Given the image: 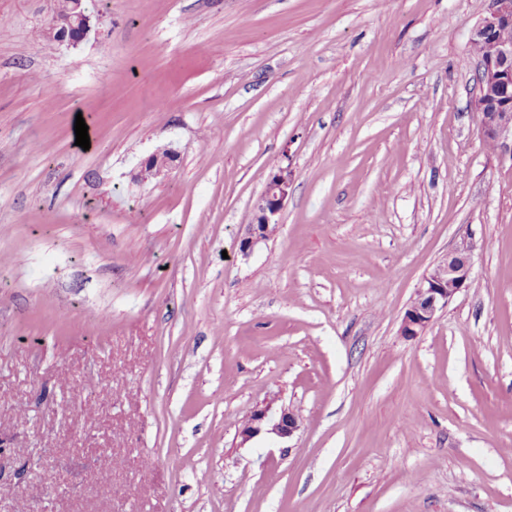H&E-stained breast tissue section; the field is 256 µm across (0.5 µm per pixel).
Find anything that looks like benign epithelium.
<instances>
[{
  "label": "benign epithelium",
  "instance_id": "7a95c632",
  "mask_svg": "<svg viewBox=\"0 0 512 512\" xmlns=\"http://www.w3.org/2000/svg\"><path fill=\"white\" fill-rule=\"evenodd\" d=\"M61 39L76 43L84 39L90 19L83 0H76L73 16L63 23ZM512 27V0H493L490 16L475 29L472 42L482 46L477 76L476 108L481 116V139L493 145L497 152L512 156V41L499 37L501 31ZM174 154L159 149L140 164L136 178H156L167 174L173 166ZM293 191V175L289 168L280 167L270 173L264 192L257 199L253 219L247 225L239 250L248 257L265 242L279 224V216ZM474 244L466 240L463 251L448 252L446 263L436 267L418 287L416 296L401 321V334L407 338L419 335L433 320L437 311L471 282ZM299 427L298 415L267 404L254 411L239 429L241 443L260 435L274 439H289Z\"/></svg>",
  "mask_w": 512,
  "mask_h": 512
}]
</instances>
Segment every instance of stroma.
Listing matches in <instances>:
<instances>
[{
  "label": "stroma",
  "mask_w": 512,
  "mask_h": 512,
  "mask_svg": "<svg viewBox=\"0 0 512 512\" xmlns=\"http://www.w3.org/2000/svg\"><path fill=\"white\" fill-rule=\"evenodd\" d=\"M83 4L71 45L55 0H0V512H512L493 0ZM465 236L471 284L405 338ZM268 403L298 430L241 443ZM510 27L512 0H494L490 16L475 29L472 43L483 48L476 99L482 142L512 156V41L499 37ZM173 162L174 154L170 149H159L143 160L135 177L148 179L166 175L172 169ZM292 191L293 175L288 167H280L270 173L266 188L254 205L252 222L247 225L246 235L240 241L242 256H250L259 244L269 238Z\"/></svg>",
  "instance_id": "1"
}]
</instances>
